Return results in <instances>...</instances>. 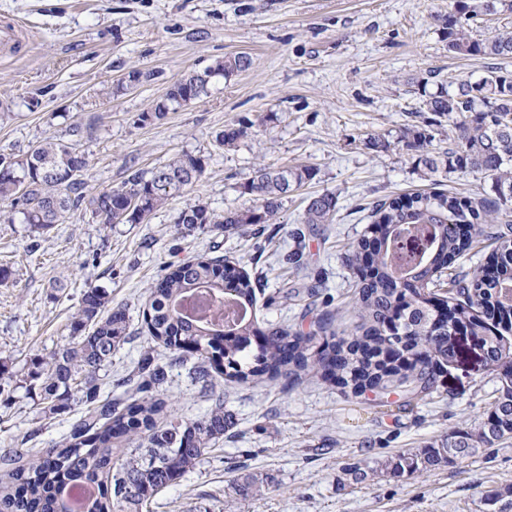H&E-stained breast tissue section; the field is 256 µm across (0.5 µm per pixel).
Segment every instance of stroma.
<instances>
[{"label":"stroma","mask_w":512,"mask_h":512,"mask_svg":"<svg viewBox=\"0 0 512 512\" xmlns=\"http://www.w3.org/2000/svg\"><path fill=\"white\" fill-rule=\"evenodd\" d=\"M454 0H0V154L24 158L48 138L85 154L81 191L121 186L182 154L203 157V176L139 224H101L89 211L40 234L21 214L0 221V448L51 447L79 411L45 415L27 377L34 357L69 340L68 325L88 287L125 307L127 337L99 372L102 392L136 366L144 347L147 290L168 263L197 255L244 269L256 284V314L310 332L322 315L337 336L359 334L356 273L347 257L367 235L364 208L387 196L427 189L404 127L421 124L413 84L480 79L488 62L449 52L437 16ZM249 55V69L214 76L201 98L151 119L184 74ZM139 73L129 83L131 73ZM234 126L233 146L216 143ZM389 141L375 149L370 139ZM309 167L314 177L284 197L268 224L239 232L182 235L175 219L195 203L215 214L256 208L244 184L260 167ZM337 200L329 224H309L311 199ZM301 252L300 264L289 263ZM171 366L163 393L185 420L211 402L191 374L196 357L164 344ZM501 382L482 352L464 342L437 376V389L401 407L400 389L354 394L309 373L294 386L237 385L216 378L227 426L218 450L170 485L150 512H512V439L435 469L396 477L383 462L428 447L486 418ZM366 461L378 475L348 472ZM263 475L262 495L237 499V466Z\"/></svg>","instance_id":"35a3bbf8"}]
</instances>
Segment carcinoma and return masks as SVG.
<instances>
[{
    "label": "carcinoma",
    "mask_w": 512,
    "mask_h": 512,
    "mask_svg": "<svg viewBox=\"0 0 512 512\" xmlns=\"http://www.w3.org/2000/svg\"><path fill=\"white\" fill-rule=\"evenodd\" d=\"M494 10L492 0H480L463 13L437 17L448 51L512 58V36L483 41L470 34L469 21ZM250 65L251 58L241 54L181 77L152 116L160 119L168 104L206 95L212 77H227ZM431 82L437 85L434 92L427 90ZM417 86L416 111L431 117L421 126L405 128L401 136L413 151L414 168L433 185L450 173L479 174L491 181L492 195L475 201L435 190L387 197L372 205L370 235L348 256L359 274L361 335L314 351V332L304 334L284 323L261 329L248 315L256 305L250 276L218 258L199 256L166 266L147 289V341L177 350L184 343L191 345L198 359L195 379L204 389L213 387L207 364L219 360L229 383L282 379L287 385L301 371H316L362 394L386 388L389 324L396 321L404 332L407 363L394 370L402 372L403 393L412 400L435 389V374L421 355L455 358L457 343L450 329L464 318L471 334L483 342L488 370L501 376L512 369V340L501 331L512 321V237L500 228L512 221V71L492 63L480 79L454 85L430 71ZM443 118L454 124L456 137L448 150L432 151L435 127ZM85 167V156L75 145L53 138L33 146L22 160L0 154V202L22 214L24 223L37 232L64 223L83 201L102 224H139L204 172L201 158L184 154L157 167L148 178L135 174L86 200L78 193V176ZM313 176L308 167L259 168L245 185L258 208L219 217L197 204L181 211L176 224L187 234L263 224L276 215L283 196ZM335 213L336 197L324 194L309 203L305 223L329 224ZM484 239L493 241L494 248L472 272L450 279L446 312L436 314L429 306L431 289L442 285L443 273ZM126 335V310L110 307L105 289L87 288L70 322V341L49 359L36 360L28 373L41 390L44 413L54 415L79 405L82 416L67 436L26 463L27 452L21 448L0 451V512H74L64 485L96 489L83 512H143L224 440L223 395L210 392L211 406L203 417L178 419L160 397L171 365L155 361L148 350L137 363L136 387L129 389L127 381L119 380L117 387L124 389L120 396L101 395L98 373ZM511 436L512 386L505 384L477 431L457 430L432 448L399 453L382 467L395 476H412ZM229 488L246 499L261 494L265 484L247 473L232 479Z\"/></svg>",
    "instance_id": "carcinoma-1"
}]
</instances>
